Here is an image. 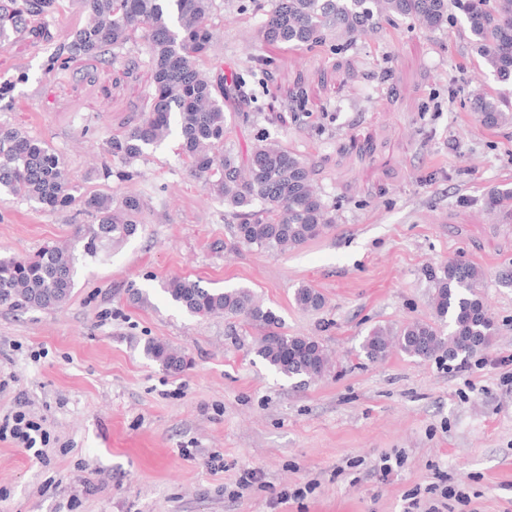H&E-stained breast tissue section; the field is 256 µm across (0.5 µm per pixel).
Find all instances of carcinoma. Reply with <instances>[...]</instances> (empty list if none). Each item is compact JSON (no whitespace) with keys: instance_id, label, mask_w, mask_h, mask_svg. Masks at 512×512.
<instances>
[{"instance_id":"1","label":"carcinoma","mask_w":512,"mask_h":512,"mask_svg":"<svg viewBox=\"0 0 512 512\" xmlns=\"http://www.w3.org/2000/svg\"><path fill=\"white\" fill-rule=\"evenodd\" d=\"M57 0H0V48L26 30L32 19L55 13ZM88 22L70 33L56 61L64 67L76 57L96 58L142 33L149 48L153 88L141 123L109 142L110 155L129 164L160 145L177 127L181 149L193 175L240 216L237 242L263 249L296 248L319 237L335 217L311 184L307 164L275 140L263 139L242 173L233 153L224 149L226 79L212 80L196 67L208 54L214 34L209 25L212 0H83ZM461 15L476 53L501 84L497 96L476 94L470 109L482 125H512V0H271L260 36L268 43L311 46L331 34L352 43L369 28L396 18H414L434 31ZM0 195L63 210L75 202L57 152L13 128H0ZM98 223L82 236L81 251L46 245L26 257L0 255V305L53 311L71 297L79 259L95 258L105 243L124 241L138 230L143 204L126 197L94 194L83 200ZM488 209L512 216V185L489 189ZM433 319L414 320L395 330L375 326L361 352L382 360L394 347L421 360H464L487 348L495 322L478 293L483 273L469 262L451 261L430 270ZM162 291L178 307L201 318L224 314L263 330L255 353L288 379H314L331 368L324 346L310 336L279 330L280 319L249 288H205L199 281L173 277ZM305 311L324 306L323 295L302 285L294 293ZM144 355L170 373L186 366L184 354L150 340Z\"/></svg>"}]
</instances>
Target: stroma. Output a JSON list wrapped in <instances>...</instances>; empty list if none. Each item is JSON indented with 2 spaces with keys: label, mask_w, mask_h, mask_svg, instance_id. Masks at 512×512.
Wrapping results in <instances>:
<instances>
[{
  "label": "stroma",
  "mask_w": 512,
  "mask_h": 512,
  "mask_svg": "<svg viewBox=\"0 0 512 512\" xmlns=\"http://www.w3.org/2000/svg\"><path fill=\"white\" fill-rule=\"evenodd\" d=\"M263 18L255 0H213L215 39L197 66L247 81L224 100L225 147L243 162L260 138L280 141L336 218L285 251L236 243L235 217L190 174L178 133L129 166L108 154L146 109L143 40L113 61L53 65L88 20L82 0H57L0 49V125L52 146L76 197L61 211L1 197L0 254L71 241L96 221L91 194L143 203L138 234L81 262L62 308L0 306V416L23 404L50 434L43 464L0 441V512H404L413 496L512 512V365L498 363L512 356V220L485 207L512 183V126L486 128L468 107L499 83L459 21L406 19L307 48L259 41ZM452 260L485 272L490 347L452 363L361 355L373 326L431 318L428 272ZM176 276L250 288L284 332L327 349L331 370L280 376L253 351L261 329L171 303L161 284ZM303 284L322 309L296 305ZM149 340L182 350L186 368L148 360ZM386 456L397 463L384 477ZM247 469L260 480L241 492Z\"/></svg>",
  "instance_id": "35a3bbf8"
}]
</instances>
